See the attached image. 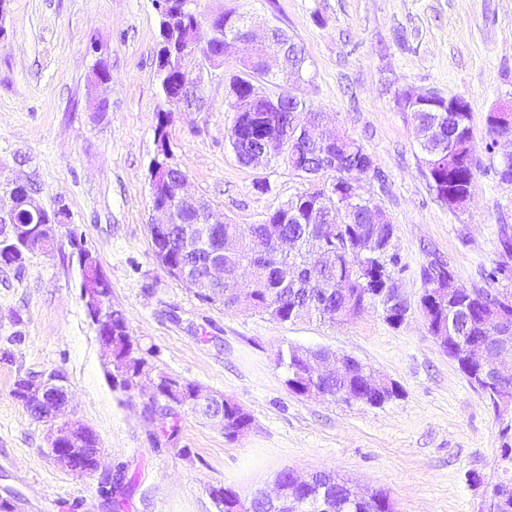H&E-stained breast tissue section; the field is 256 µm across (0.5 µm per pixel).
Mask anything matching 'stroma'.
I'll use <instances>...</instances> for the list:
<instances>
[{"label": "stroma", "instance_id": "35a3bbf8", "mask_svg": "<svg viewBox=\"0 0 512 512\" xmlns=\"http://www.w3.org/2000/svg\"><path fill=\"white\" fill-rule=\"evenodd\" d=\"M200 10L247 13L277 25L304 49L308 69L295 93L327 113L337 132L372 153L379 174L361 191L395 228L393 276L412 309L400 327L370 309L348 321L278 323L200 301L158 265L149 170L163 103L156 80L153 0H10L0 19V172L31 177L48 209L70 214L55 248L20 269L0 267V500L13 512H106L105 476L124 469L132 491L119 512H215L209 489L274 493L277 475L333 472L355 490L390 494L398 512H480L483 484L501 472L497 416L429 333L418 307L421 271L450 259L459 286L483 285L512 230V185L492 167L512 140L491 147L486 116L512 102V0H200ZM97 39L109 80L93 85ZM242 48L224 63L192 60L203 105L173 113L175 163L188 192L218 220L255 224L306 191L283 160L255 169L228 145L231 80ZM438 89L472 109L480 169L464 208L442 205L422 175L411 113L398 91ZM106 111L95 109L97 98ZM271 189L255 191L257 180ZM97 256L111 303L156 370L232 398L254 419L230 439L179 410L161 418L148 396L128 401L106 373L107 358L80 299L70 233ZM347 354L401 388L380 408L293 394L277 352L287 345ZM57 370L73 417L99 437L102 468L77 475L48 456V431L12 396L19 376ZM483 484H475L472 474Z\"/></svg>", "mask_w": 512, "mask_h": 512}]
</instances>
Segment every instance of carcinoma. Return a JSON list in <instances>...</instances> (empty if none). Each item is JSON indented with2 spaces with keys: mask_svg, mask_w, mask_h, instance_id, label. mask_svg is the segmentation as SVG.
I'll return each instance as SVG.
<instances>
[{
  "mask_svg": "<svg viewBox=\"0 0 512 512\" xmlns=\"http://www.w3.org/2000/svg\"><path fill=\"white\" fill-rule=\"evenodd\" d=\"M201 17L198 0L173 4L160 15L159 37L161 46L168 50L167 64L158 66L156 79L159 95L167 97L170 92L183 87L188 79V63L176 58L177 46L185 41L199 39L197 22ZM245 16L234 11H222L210 37L204 41L201 52L213 57H224L226 32L239 26ZM273 45L284 50L292 65L306 69L304 49L295 42L288 32L273 27ZM268 50L262 45L243 62L244 76L236 77V116L227 130L231 150L240 155L239 163L251 166L258 161L264 143L275 136L286 139L282 160L301 179L315 175L333 174L330 183L332 193L327 195L319 189L307 191L288 200L282 206L265 216L258 224L220 225L219 234L237 244V257H249L258 252L265 243L266 225L278 224L284 234L295 242L292 252L286 254L275 265L257 267L255 280L250 287L249 306L280 323L295 322L313 316L330 323L342 321L346 313L358 315L369 307L379 305L378 291L386 287V267L398 265V257L390 252L394 237V225L389 222L381 204L371 197L359 194L357 172L369 169L375 176H381L373 156L364 145L349 135H341L330 146L308 143L293 135V122L298 112L307 108L306 102L298 97L281 95L275 99L261 96L262 88L270 85L281 92L288 90V79L292 74L278 77L265 71L261 57ZM397 104L402 111L413 114L416 135L422 157L421 170L437 199L455 211L461 208L475 188L479 168L476 157V143L472 129V112H450L445 98L435 97L431 103L421 102L419 92L403 89L397 92ZM67 212L65 206L38 214L17 204L13 220L26 228V235L34 242L54 240L62 222L56 216ZM374 232L378 247L383 254L362 255L358 244L365 229ZM181 229H168L166 237L173 246L171 258L191 266L194 273L202 275L211 250L201 244L194 254L187 256L181 251L178 235ZM328 252L333 255L331 264L322 267L318 280L312 282L308 271L317 256ZM26 252L10 234L0 237V266L22 268L29 259ZM299 271L300 285L285 287L288 269ZM453 265L436 260L423 269L425 283L454 279ZM501 280H512V266L503 261L496 264L487 275L486 285L467 289H448L445 301L437 307L427 309L430 329L433 335L443 337L440 346L448 357L464 362L472 357L469 345L489 340L496 331L495 322L503 314H512V289L501 288L491 291L489 285ZM233 285L226 282L221 289L208 294V289L197 288L195 295L203 302L220 303L225 308L238 306L237 296L228 293ZM141 347L129 333V327L122 311L112 310V355L126 362L124 376L114 386L133 398L132 387L145 374L154 371ZM278 364L287 373L288 389L299 395L309 385L304 372V351L299 346L289 345L278 351ZM361 368L342 373L341 377L319 385L320 398L331 402H347L350 397H361L359 390ZM160 378L158 391L153 395L151 413L162 417L175 418L179 409H189L197 415L213 420H224V434L233 437L239 429H250L253 418L250 413L232 399L220 395L206 402L195 404L191 400L194 384L155 371ZM470 384L487 399L494 412L506 399L512 398L511 391H495L480 381ZM399 397V389L392 384L383 391L369 397L367 406L379 408ZM165 404L158 405V400ZM502 477L487 485L485 505L487 512H512V490L499 487L501 482L512 483V461L502 465ZM124 473L112 482L104 495L105 505L117 508L119 496L123 494ZM278 485L306 502L309 512H396L390 495L382 490L368 494V499L359 501L351 498L352 486L349 481L333 474H313L302 483L300 489L292 488L291 474H279ZM216 512H272L270 500L257 492L248 498L226 486L209 489Z\"/></svg>",
  "mask_w": 512,
  "mask_h": 512,
  "instance_id": "cac0c4a2",
  "label": "carcinoma"
}]
</instances>
